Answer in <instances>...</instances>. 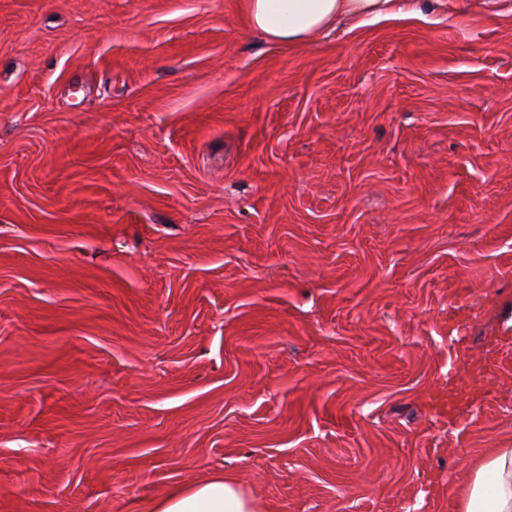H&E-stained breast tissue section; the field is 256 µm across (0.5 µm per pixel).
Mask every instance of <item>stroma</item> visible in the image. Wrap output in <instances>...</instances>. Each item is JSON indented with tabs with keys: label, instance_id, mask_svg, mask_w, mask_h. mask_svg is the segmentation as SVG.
<instances>
[{
	"label": "stroma",
	"instance_id": "obj_1",
	"mask_svg": "<svg viewBox=\"0 0 512 512\" xmlns=\"http://www.w3.org/2000/svg\"><path fill=\"white\" fill-rule=\"evenodd\" d=\"M416 7L289 45L241 0H0V512L217 471L459 512L512 446V14Z\"/></svg>",
	"mask_w": 512,
	"mask_h": 512
}]
</instances>
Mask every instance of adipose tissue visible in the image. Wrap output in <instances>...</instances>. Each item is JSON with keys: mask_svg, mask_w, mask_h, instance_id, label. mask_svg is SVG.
Returning <instances> with one entry per match:
<instances>
[{"mask_svg": "<svg viewBox=\"0 0 512 512\" xmlns=\"http://www.w3.org/2000/svg\"><path fill=\"white\" fill-rule=\"evenodd\" d=\"M408 0H244L253 31L265 39L304 43L345 22L402 11ZM461 512H512V448H496L472 467L460 495ZM152 512H261L230 474L218 473L158 499Z\"/></svg>", "mask_w": 512, "mask_h": 512, "instance_id": "obj_1", "label": "adipose tissue"}]
</instances>
